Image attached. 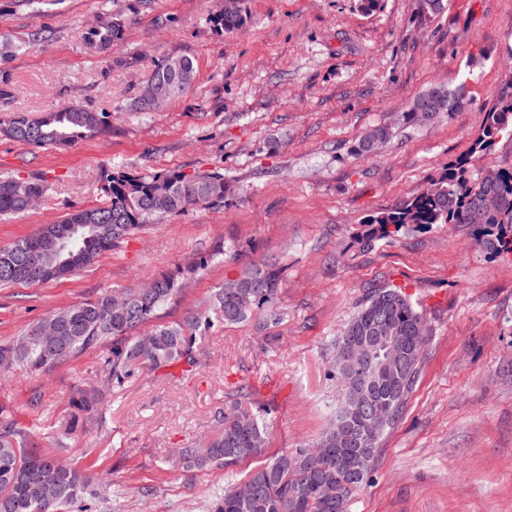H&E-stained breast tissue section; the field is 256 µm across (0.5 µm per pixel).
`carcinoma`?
I'll list each match as a JSON object with an SVG mask.
<instances>
[{"label":"carcinoma","instance_id":"obj_1","mask_svg":"<svg viewBox=\"0 0 512 512\" xmlns=\"http://www.w3.org/2000/svg\"><path fill=\"white\" fill-rule=\"evenodd\" d=\"M447 8L448 0H419V17L431 21ZM215 22L226 33L243 28L247 14L240 0H224V10ZM94 33L106 49L122 40L123 22L108 14L100 18ZM194 77L193 61L187 57L158 63L146 83L149 91L139 94L137 106L145 112L162 110L186 92ZM470 103L463 83L454 89L432 87L413 100L403 121L410 126L429 125ZM106 131L104 114L87 107L38 117L10 112L0 119L1 137L35 148L63 149ZM391 135V128L377 126L359 139L356 152L372 156ZM504 136L512 137V95L485 112L471 153L491 150ZM224 190L220 174L114 172L101 187L102 205L68 212L59 222L44 224L0 247V285H38L65 278L169 214L198 205L220 206ZM45 192L44 178H0V215L26 212V198ZM363 224L362 240L367 245L409 228L467 224L489 254L511 256L512 168L483 175L471 170L470 158L461 157L424 191ZM206 266L202 259L164 273L143 288L103 294L49 313L11 344L0 345V373L16 367L48 372L71 356L105 346L101 376L109 386L121 388L144 367L152 371L199 368L197 339L216 320L226 325L251 321L259 332L280 323V272L272 264L255 266L224 283L208 309L178 322L158 321L159 311L176 298L183 283ZM148 323L151 329L146 335H135ZM356 336L386 339L396 344V352L381 355L378 365L340 358L341 345ZM427 336L425 315L409 294L391 287L369 292L332 343L328 377L338 389L336 409L317 444L270 457L243 479L246 497L235 486L216 497L210 512H348L349 503L369 481L381 438L396 424L415 386ZM68 404L72 418L65 433L70 434L80 418L95 411L98 396L78 388ZM267 415L264 408L235 404L224 410L217 431L206 443L181 449L172 465L200 471L259 455L269 435ZM85 486L81 473L60 466L52 454L34 450L27 429L0 418V512H69Z\"/></svg>","mask_w":512,"mask_h":512}]
</instances>
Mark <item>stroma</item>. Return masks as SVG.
<instances>
[{
    "label": "stroma",
    "instance_id": "35a3bbf8",
    "mask_svg": "<svg viewBox=\"0 0 512 512\" xmlns=\"http://www.w3.org/2000/svg\"><path fill=\"white\" fill-rule=\"evenodd\" d=\"M224 0H0V39L38 36L0 62L12 90L3 112L37 116L74 105L105 113L108 133L65 149L0 137V177L47 180L30 211L0 216V247L65 213L101 205L113 171L223 174L218 207L194 206L150 224L82 271L43 285L0 286V344L49 312L145 285L207 257L160 312L183 320L262 259L283 269L282 322L216 324L198 341L202 365L171 375L142 369L123 388L102 379L101 350L50 372L0 376V408L32 430L36 448L88 477L97 512H206L210 497L259 463L183 472L174 450L198 447L249 383L266 407L263 452L315 444L336 389L329 342L369 291L402 288L431 333L421 372L349 512H512V257H493L471 227L437 224L364 245L365 217L423 191L469 150L484 114L512 94V0H451L419 23L418 0H242L246 26L218 29ZM118 15L124 38L95 44L98 18ZM190 57L192 85L159 112L134 101L159 62ZM467 82L471 104L426 127L402 115L420 93ZM390 125L377 154L359 137ZM479 171L512 167V139L470 155ZM103 393L102 416L58 447L74 387ZM262 456V457H263Z\"/></svg>",
    "mask_w": 512,
    "mask_h": 512
}]
</instances>
